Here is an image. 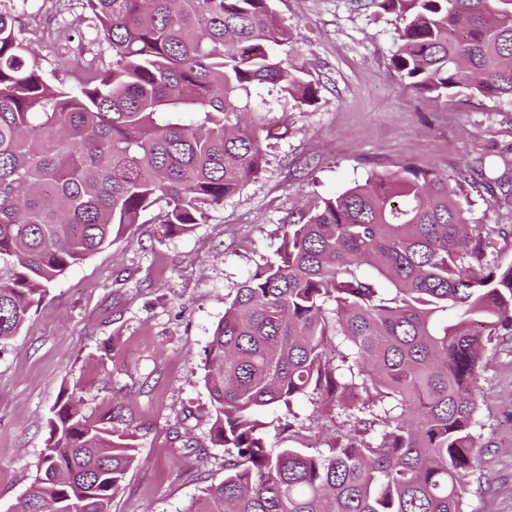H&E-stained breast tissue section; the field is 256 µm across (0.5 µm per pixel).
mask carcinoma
<instances>
[{
	"label": "carcinoma",
	"mask_w": 512,
	"mask_h": 512,
	"mask_svg": "<svg viewBox=\"0 0 512 512\" xmlns=\"http://www.w3.org/2000/svg\"><path fill=\"white\" fill-rule=\"evenodd\" d=\"M82 2L100 44L69 81L57 70L72 35L46 72L0 10V341L153 209L187 232L255 179L253 91L318 102L269 0ZM375 2L399 20L403 89L512 101V0ZM467 186L405 167L284 225L212 335L204 385L224 480L185 512H468L483 360L512 338V262L471 223ZM301 401L309 421L336 409L327 448L294 431ZM48 428L21 512H109L137 462L130 435L71 398Z\"/></svg>",
	"instance_id": "cac0c4a2"
}]
</instances>
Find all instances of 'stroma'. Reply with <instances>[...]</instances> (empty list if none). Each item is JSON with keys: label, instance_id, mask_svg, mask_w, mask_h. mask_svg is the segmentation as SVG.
<instances>
[{"label": "stroma", "instance_id": "1", "mask_svg": "<svg viewBox=\"0 0 512 512\" xmlns=\"http://www.w3.org/2000/svg\"><path fill=\"white\" fill-rule=\"evenodd\" d=\"M318 87L299 111L263 113L282 130L265 141L259 177L212 211L207 223L171 235L136 224L52 282L41 308L0 342V512H15L33 482L63 393L97 421L121 416L138 464L110 512H185L224 477V449L210 441L205 351L224 303L273 259L288 220L314 201L373 175L413 165L452 174L486 161L487 177L512 169V102L468 96L427 105L403 90L390 65L395 18L372 0H272ZM23 36L77 23L80 0H0ZM472 223L512 220L501 190L471 191ZM483 478L472 512H512V343L487 354L479 381Z\"/></svg>", "mask_w": 512, "mask_h": 512}]
</instances>
